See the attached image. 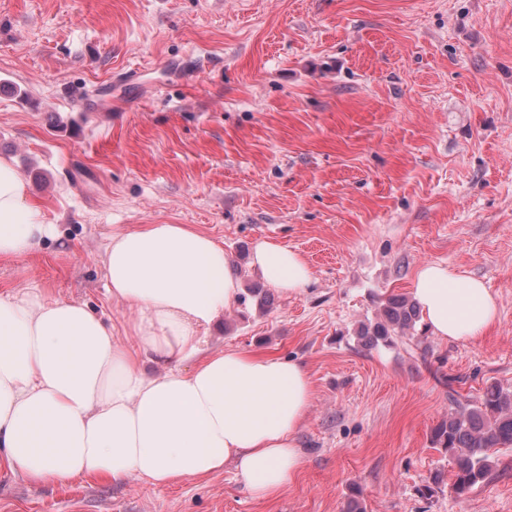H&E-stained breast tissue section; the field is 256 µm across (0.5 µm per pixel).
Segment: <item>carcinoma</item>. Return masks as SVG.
I'll return each mask as SVG.
<instances>
[{
    "instance_id": "1",
    "label": "carcinoma",
    "mask_w": 512,
    "mask_h": 512,
    "mask_svg": "<svg viewBox=\"0 0 512 512\" xmlns=\"http://www.w3.org/2000/svg\"><path fill=\"white\" fill-rule=\"evenodd\" d=\"M420 319L412 299L391 295L380 302L376 321L360 327L358 337L370 349L394 347L416 330ZM451 401L455 409L432 428L431 442L452 460L451 489L464 497L490 475V451L512 446V391L492 383L475 401L463 402L454 396Z\"/></svg>"
}]
</instances>
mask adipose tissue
Instances as JSON below:
<instances>
[{
	"mask_svg": "<svg viewBox=\"0 0 512 512\" xmlns=\"http://www.w3.org/2000/svg\"><path fill=\"white\" fill-rule=\"evenodd\" d=\"M56 236L0 157V259ZM251 265L287 295L312 280L304 257L273 240L256 243ZM103 267L108 296L132 315L133 343L85 304L38 288L0 294V469L34 484L96 476L167 486L231 465L252 498L281 492L302 466L297 434L313 382L294 360L211 349L208 331L241 294L223 245L183 224H145L113 232ZM412 293L443 340L475 339L498 317L482 281L438 263L418 270Z\"/></svg>",
	"mask_w": 512,
	"mask_h": 512,
	"instance_id": "ef3b65f1",
	"label": "adipose tissue"
}]
</instances>
